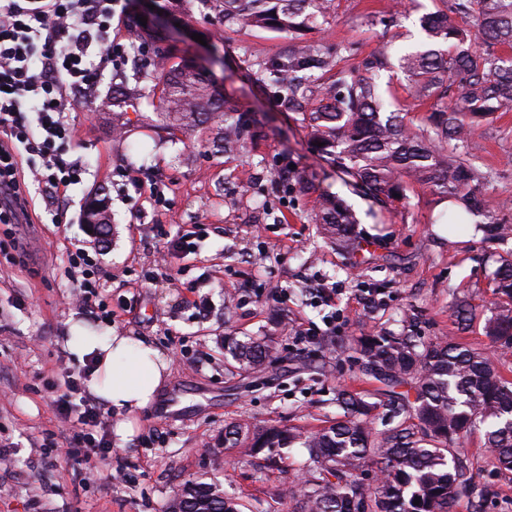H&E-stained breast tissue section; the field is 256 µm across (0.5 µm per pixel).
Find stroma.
Instances as JSON below:
<instances>
[{"mask_svg":"<svg viewBox=\"0 0 512 512\" xmlns=\"http://www.w3.org/2000/svg\"><path fill=\"white\" fill-rule=\"evenodd\" d=\"M386 2L336 0L335 14L306 37L352 45L361 58L390 42L413 45L419 18L441 7L440 0H404L391 41L373 22ZM180 17L188 34L178 57L209 68L225 97L257 113L263 127L244 150L225 154L212 146L216 122L150 130L145 117L152 108L139 98L127 64L105 73L94 98L68 113L77 136L62 154L86 172L67 192L64 224H52L33 184L26 199L41 222L0 223V455L10 458L0 465V512H169L188 480L223 484L244 512H292L307 449L282 450L272 467L264 456L225 447V425L312 431L341 417L336 387L374 396L378 385L360 375L351 349L369 331L490 347L484 324L495 311L493 273L512 255V238L449 236L441 220L447 200L415 183L405 200L384 210L336 181L311 152L303 124L254 80L253 58L277 53L285 34L224 28L217 9L198 0H185ZM195 31L204 41L192 39ZM116 99L124 111H113ZM468 150L489 173L481 193L497 199L500 219L512 225V112L478 130ZM291 166L356 214L363 252L348 255L322 237L313 192L279 189L281 170ZM129 173L161 182L162 201L147 192L129 200ZM98 192L111 216L102 249L83 222ZM197 224L204 230L195 253H168V241ZM80 248L98 263V298L111 322L70 302L71 256ZM321 283L338 288L332 304L317 303ZM369 290L381 292L383 303L364 304ZM456 303L473 312L467 329L450 316ZM76 323L148 337L173 361L166 388L139 416L134 435L113 441L109 456L87 465L56 454L69 446L72 430L50 388L62 372L82 367L64 345ZM308 328L314 337H305ZM264 334L275 338V363L250 373L228 367L225 337ZM461 448L478 486L497 495L481 510L462 502L453 512H512V474L496 469L483 429ZM89 466L92 481L84 478Z\"/></svg>","mask_w":512,"mask_h":512,"instance_id":"35a3bbf8","label":"stroma"}]
</instances>
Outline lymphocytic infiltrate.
<instances>
[{
    "label": "lymphocytic infiltrate",
    "mask_w": 512,
    "mask_h": 512,
    "mask_svg": "<svg viewBox=\"0 0 512 512\" xmlns=\"http://www.w3.org/2000/svg\"><path fill=\"white\" fill-rule=\"evenodd\" d=\"M119 0H0V196L20 200L24 178L53 208L83 168L60 150L72 138L66 118L78 96L92 97L99 77L120 69L122 44L112 42V20ZM38 166L21 173L23 155ZM55 399L60 419L74 431L67 458L89 461L108 456V418L82 397V381L62 376Z\"/></svg>",
    "instance_id": "obj_1"
}]
</instances>
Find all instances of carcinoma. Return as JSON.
<instances>
[{"label":"carcinoma","instance_id":"1","mask_svg":"<svg viewBox=\"0 0 512 512\" xmlns=\"http://www.w3.org/2000/svg\"><path fill=\"white\" fill-rule=\"evenodd\" d=\"M443 8L419 18L424 41L392 62L384 52L351 64L352 47L325 48L305 32L335 13L336 0H224V27H263L288 36L283 53L256 61L255 75L273 96L301 116L314 150L336 177L381 204L406 198L407 180L458 204L448 231H466L467 216L481 212L501 239L512 227L495 222L497 204L476 193L488 173L448 149L465 150L471 136L512 111V0H441ZM428 101L457 86L451 109H433L427 128H413L410 109H388L378 80L393 67ZM162 96L154 107L163 128L224 123L221 149L245 139L246 125L203 79L200 69L179 63L162 70ZM323 234L349 252L359 249L352 213L321 194L314 205ZM494 293L502 300L488 320L495 347L512 349V260H501ZM224 349L239 370L275 359L264 339L227 336ZM359 368L389 387L386 399L369 402L336 389L343 417L315 431L260 429L232 423L224 447L252 455L294 444L309 450L303 498L295 512H452L472 501L474 470L454 444L485 426V446L499 468L512 473V380L485 351L452 341H425L381 330L354 343ZM381 419L384 429L375 427ZM373 467L379 483H363ZM419 504H414V501ZM171 512H242V504L218 482H191L175 494Z\"/></svg>","mask_w":512,"mask_h":512}]
</instances>
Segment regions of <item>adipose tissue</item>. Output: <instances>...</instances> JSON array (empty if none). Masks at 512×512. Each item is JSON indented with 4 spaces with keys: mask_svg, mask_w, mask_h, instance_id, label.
<instances>
[{
    "mask_svg": "<svg viewBox=\"0 0 512 512\" xmlns=\"http://www.w3.org/2000/svg\"><path fill=\"white\" fill-rule=\"evenodd\" d=\"M76 358L91 356L93 366L85 381L88 392L115 413V434L133 435L138 415L165 387L171 361L147 339L117 330L104 334L75 333L66 342Z\"/></svg>",
    "mask_w": 512,
    "mask_h": 512,
    "instance_id": "1",
    "label": "adipose tissue"
}]
</instances>
